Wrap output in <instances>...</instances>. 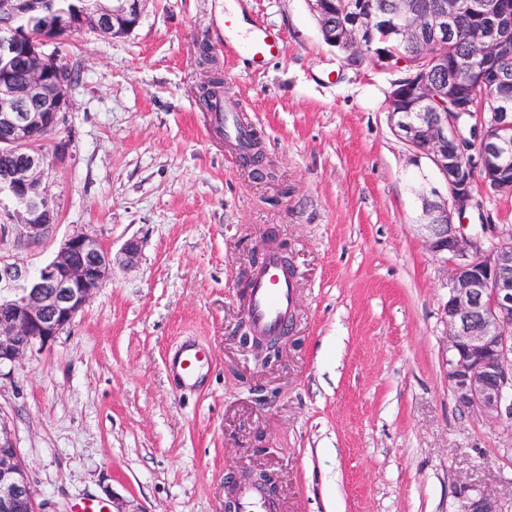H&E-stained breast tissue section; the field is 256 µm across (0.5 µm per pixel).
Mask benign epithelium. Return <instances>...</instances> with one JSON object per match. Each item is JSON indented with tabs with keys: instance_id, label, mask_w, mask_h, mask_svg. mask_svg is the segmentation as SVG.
I'll return each instance as SVG.
<instances>
[{
	"instance_id": "1",
	"label": "benign epithelium",
	"mask_w": 512,
	"mask_h": 512,
	"mask_svg": "<svg viewBox=\"0 0 512 512\" xmlns=\"http://www.w3.org/2000/svg\"><path fill=\"white\" fill-rule=\"evenodd\" d=\"M147 0H96L93 16L57 8L53 0H0V190L7 192L24 215L25 235L38 240L55 223L47 192L49 163L40 149L56 133L59 115L69 109L63 80L66 61L46 46L52 35L90 30L116 37L139 24ZM326 43L336 49L345 67L373 57L377 70L404 66L398 49L420 41L441 43L459 14L458 0H390L379 9L365 0L349 8L347 21H332V0H310ZM471 12L482 23L468 39L482 55L512 57V0H473ZM440 80L428 76L391 83L389 119L396 135L418 157L428 160L444 184L423 198V238L428 250L446 268L447 300L442 305L447 332L445 361L459 407L496 424L512 416V237L483 238L464 233L466 215L479 204L475 181L487 195L512 197V74L473 68L464 57L431 63ZM480 85L487 113H476L469 87ZM454 103L452 112H411L409 104L429 106L430 90ZM477 119L481 148L471 157L460 151L464 133L458 116ZM113 257L93 235L75 233L55 257L36 272L0 257V368L20 361L34 344L52 342L102 288ZM239 342L262 365L281 357L288 336H258L240 324ZM270 494L278 492L273 475H242ZM0 512H37L26 466L17 456L10 434L0 425ZM461 512H499L488 491L467 486Z\"/></svg>"
}]
</instances>
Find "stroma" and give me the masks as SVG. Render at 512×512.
I'll return each instance as SVG.
<instances>
[{
    "instance_id": "stroma-1",
    "label": "stroma",
    "mask_w": 512,
    "mask_h": 512,
    "mask_svg": "<svg viewBox=\"0 0 512 512\" xmlns=\"http://www.w3.org/2000/svg\"><path fill=\"white\" fill-rule=\"evenodd\" d=\"M243 16L282 44L255 66ZM224 71V109L261 137L273 177L256 179L212 134L195 86L200 42ZM80 72L46 181L56 222L25 238L0 203V257L48 263L77 232L119 252L73 324L0 369V423L38 512L79 498L127 512H224L228 476L279 480L281 512H459L485 487L512 512V420L486 423L448 384L441 262L421 234L435 179L391 128L390 73L342 68L308 0H147L120 38H61ZM469 230L512 236V198L477 191ZM299 281L279 362L239 345L241 281L268 232ZM207 344L203 388L180 393L165 356Z\"/></svg>"
}]
</instances>
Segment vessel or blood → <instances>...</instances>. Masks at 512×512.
I'll list each match as a JSON object with an SVG mask.
<instances>
[{"mask_svg": "<svg viewBox=\"0 0 512 512\" xmlns=\"http://www.w3.org/2000/svg\"><path fill=\"white\" fill-rule=\"evenodd\" d=\"M278 40L263 29H256L251 36L249 51L254 64H262L266 57L278 52ZM215 122L224 128L225 136L247 150L250 143V128L237 113L216 112ZM297 283L294 274L282 263L278 254H268L263 266L254 271L248 298V316L254 331L259 335H276L291 321L295 304ZM210 362L207 349L194 342L180 345L169 360V371L178 386L195 387L203 370ZM239 512H277V503L267 499L264 492L251 485L240 486L236 491Z\"/></svg>", "mask_w": 512, "mask_h": 512, "instance_id": "vessel-or-blood-1", "label": "vessel or blood"}]
</instances>
